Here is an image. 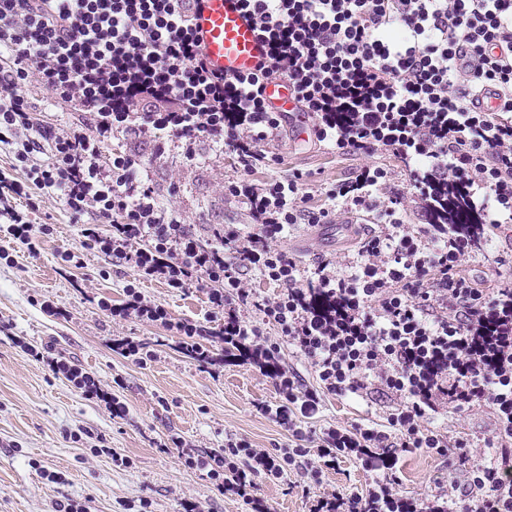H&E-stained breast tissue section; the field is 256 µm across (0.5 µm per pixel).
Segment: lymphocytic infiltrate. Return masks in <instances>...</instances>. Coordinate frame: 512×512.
Returning a JSON list of instances; mask_svg holds the SVG:
<instances>
[{"instance_id": "lymphocytic-infiltrate-1", "label": "lymphocytic infiltrate", "mask_w": 512, "mask_h": 512, "mask_svg": "<svg viewBox=\"0 0 512 512\" xmlns=\"http://www.w3.org/2000/svg\"><path fill=\"white\" fill-rule=\"evenodd\" d=\"M192 2L0 0V144L13 154L0 170V234L36 252L52 229L33 234L16 203L36 190L61 200L82 222L83 245L134 273L125 302L98 299L101 312L159 324L190 354L216 338L221 353L208 365L248 364L272 380L278 399L260 410L287 431L283 447L229 434L208 454L172 440L185 468L206 470L253 512H272L253 495L256 477L296 475L307 482L308 512H512V261H496L501 288L460 273L512 223V0H241L266 47L247 76L207 69ZM272 79L287 80L328 149L398 155L410 193H387L389 172L375 164L337 182L318 208L301 174L253 182L290 118L267 103ZM34 82L72 105L65 128L38 118L25 93ZM485 92L497 95L495 110L475 106ZM119 135L180 145L194 163L201 144L231 152L240 173L224 193L246 205L251 224L200 241L155 193L148 161L106 152ZM411 203L417 228L404 220ZM342 208L376 215L380 229L348 265L322 260L300 273L276 241L298 224L334 223ZM249 270L278 294H250ZM153 279L205 289L220 328L172 321L141 291ZM248 306L277 338L245 316ZM285 347L307 360L317 386L280 363ZM327 395L389 398L387 423L312 431ZM482 405L493 416L492 453L477 464L475 448L449 441L436 422ZM417 449L447 458L463 479L426 494L397 489L389 474ZM344 459L370 483L323 492L325 472Z\"/></svg>"}]
</instances>
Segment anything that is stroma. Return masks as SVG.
<instances>
[{"instance_id":"obj_1","label":"stroma","mask_w":512,"mask_h":512,"mask_svg":"<svg viewBox=\"0 0 512 512\" xmlns=\"http://www.w3.org/2000/svg\"><path fill=\"white\" fill-rule=\"evenodd\" d=\"M111 147L135 151L151 161L155 192L180 211L198 238L208 239L220 226L250 223L246 206L224 194V182L237 167L233 155L195 166L183 160L181 149L169 145L161 151L148 138L120 136ZM272 151V165L256 167L252 179L302 174L312 208L323 204L326 190L369 160L388 169L390 190L409 189L400 158L389 150L369 160L340 154L316 139H297L290 126ZM30 219L33 225L54 228L37 253L0 239V250L13 257L9 263L0 261V512H57L59 505L72 500L86 512H138L144 501L150 512H183L186 502L200 512H248L241 498L218 492L204 471L184 468L167 441L179 436L191 447L215 451L233 434L256 448L283 446L287 432L257 409L277 398L271 379L247 365L227 366L213 376L184 354L178 337L164 327L107 317L96 299L121 304L131 270L82 247L84 267L61 275L58 252L81 247L76 222L55 199L42 200ZM370 223V217L345 210L332 226H296L277 247L303 269L320 260L344 264L355 255ZM142 291L163 304L173 320L209 326L211 309L204 289L175 291L152 280L143 282ZM47 299L65 309V316L45 313L42 303ZM122 337L150 344L155 359L141 366L123 358L112 347L113 340ZM31 346L89 373L125 405V415H113L103 401L84 396L64 376L53 375L28 354ZM388 410L385 400L370 406L330 395L311 426L318 430L382 424ZM440 424L449 439L464 438L480 447L493 417L481 407L447 414ZM103 446L107 454L97 455ZM115 453L126 458V465L113 464ZM48 471L58 473V481H47ZM396 474L401 490L412 494L434 490L451 478L446 459L423 450L402 456ZM255 494L275 512L305 510L297 484L260 477Z\"/></svg>"}]
</instances>
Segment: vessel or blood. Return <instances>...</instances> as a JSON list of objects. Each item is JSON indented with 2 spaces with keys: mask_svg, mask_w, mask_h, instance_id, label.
Here are the masks:
<instances>
[{
  "mask_svg": "<svg viewBox=\"0 0 512 512\" xmlns=\"http://www.w3.org/2000/svg\"><path fill=\"white\" fill-rule=\"evenodd\" d=\"M191 18L210 70L221 75H247L256 71L265 47L239 0H196ZM266 95L277 111L295 108L284 81L267 84Z\"/></svg>",
  "mask_w": 512,
  "mask_h": 512,
  "instance_id": "obj_1",
  "label": "vessel or blood"
}]
</instances>
